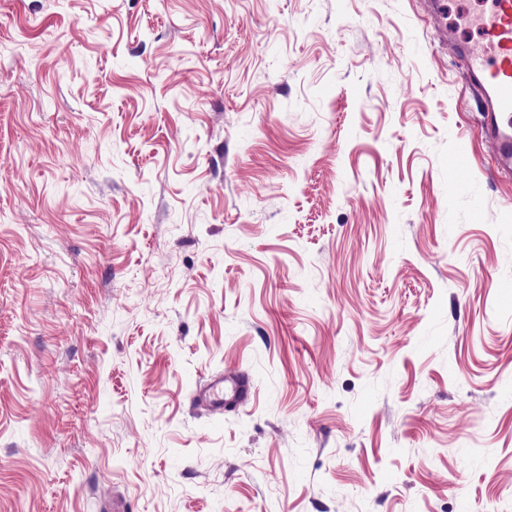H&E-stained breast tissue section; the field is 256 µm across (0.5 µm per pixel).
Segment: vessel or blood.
Returning a JSON list of instances; mask_svg holds the SVG:
<instances>
[{"label": "vessel or blood", "mask_w": 512, "mask_h": 512, "mask_svg": "<svg viewBox=\"0 0 512 512\" xmlns=\"http://www.w3.org/2000/svg\"><path fill=\"white\" fill-rule=\"evenodd\" d=\"M472 23L486 47L479 50L465 43L458 53L466 82L479 101L480 132L493 148L489 174L508 180L512 178V0H491ZM251 395L248 377L225 374L196 388L192 400L216 412L244 406Z\"/></svg>", "instance_id": "b4317fda"}]
</instances>
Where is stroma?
<instances>
[{
	"instance_id": "obj_1",
	"label": "stroma",
	"mask_w": 512,
	"mask_h": 512,
	"mask_svg": "<svg viewBox=\"0 0 512 512\" xmlns=\"http://www.w3.org/2000/svg\"><path fill=\"white\" fill-rule=\"evenodd\" d=\"M477 124L426 0H0V512L511 506ZM252 395L251 382L244 374L212 376L193 392L191 400L212 412L225 408L236 409L246 405Z\"/></svg>"
}]
</instances>
